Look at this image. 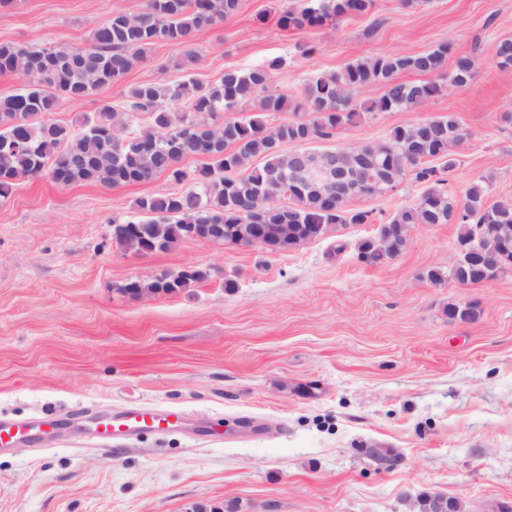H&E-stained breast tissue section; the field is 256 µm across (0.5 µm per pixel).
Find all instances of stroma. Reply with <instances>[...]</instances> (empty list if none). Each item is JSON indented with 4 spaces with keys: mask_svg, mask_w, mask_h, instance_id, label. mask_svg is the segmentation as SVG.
<instances>
[{
    "mask_svg": "<svg viewBox=\"0 0 512 512\" xmlns=\"http://www.w3.org/2000/svg\"><path fill=\"white\" fill-rule=\"evenodd\" d=\"M295 0H241L237 14L200 31L194 80L283 59L267 86L291 93L363 57L449 46L475 77L408 111L362 115L326 140L348 148L397 126L454 115L468 132L453 185L491 179L490 201L512 199V0H374L371 13L307 30L284 29ZM143 0H10L0 42L82 44L113 11ZM314 46L302 56L303 46ZM181 45L156 44L117 84L60 106L78 125L125 91L180 80ZM167 176L110 188L18 182L0 204V421L51 415L58 428L19 451L0 450V512H187L238 501L240 512H411L419 494L458 499L463 512L512 508V270L471 287L430 283L455 260L454 224H418L384 264L356 258L359 241L412 204L404 179L351 200L365 224L272 254L207 241L136 254L111 220L139 219V198L174 191ZM187 266L205 280L172 295L133 298ZM234 287H225V279ZM474 304L477 321L449 320ZM141 407L181 410L168 432L103 440L94 417ZM383 453L370 457V449Z\"/></svg>",
    "mask_w": 512,
    "mask_h": 512,
    "instance_id": "stroma-1",
    "label": "stroma"
}]
</instances>
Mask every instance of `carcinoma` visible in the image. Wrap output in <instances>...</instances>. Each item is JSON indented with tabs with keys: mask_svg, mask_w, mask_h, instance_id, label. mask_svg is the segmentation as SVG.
Masks as SVG:
<instances>
[{
	"mask_svg": "<svg viewBox=\"0 0 512 512\" xmlns=\"http://www.w3.org/2000/svg\"><path fill=\"white\" fill-rule=\"evenodd\" d=\"M373 6L374 0H299L281 11L279 22L297 30L337 25L368 15ZM239 7L240 0H145L137 12L114 11L84 47L0 43V73L25 79L18 92L0 97V203L9 199L18 181L44 173L61 185L90 181L111 187L164 174L180 189L140 198L138 220L112 218V238L138 251H164L185 243L197 224L211 229L209 239L226 244L251 233L250 224H284L265 247L269 253H282L296 248L304 232L311 239L319 237L325 224L368 223V212L325 202L317 183L294 174L290 152L332 137L363 111H408L440 94L442 85L434 76L448 59L444 43L415 54L359 59L339 72L309 79L295 96L258 97L271 71L282 64L274 59L248 70L226 69L208 85L192 79L137 84L125 93L121 109L104 103L94 119L78 127L48 118L62 103L82 101L121 80L158 43L181 45L177 67L192 74L199 60L195 34L233 16ZM405 71L424 79L397 80ZM473 78L472 60L458 58L452 79L465 86ZM371 83L381 85L384 93L366 107L357 102L355 92ZM253 102L251 115H235L238 106ZM287 107L301 116L272 127L265 123V115ZM467 136L454 116H438L397 126L383 142L341 150L345 164L365 179L376 178L374 187L381 193L409 174L424 185L413 204L380 227L389 238L385 257L377 255L369 238L359 242L357 260L367 258L378 265L400 255L416 224H456V245L479 240L486 251L497 249L495 225H512V200L488 203L486 178L459 195L445 177L456 166L454 148ZM188 156H204L209 163L190 173L182 165ZM434 160L441 167L427 165ZM283 197L292 204H282ZM426 277L442 285L457 273L434 267ZM205 278L201 270L195 275L172 271L149 283L132 280L126 287L172 294ZM476 315L470 304L448 306L450 320L473 321ZM417 506L419 512H448V497L423 494Z\"/></svg>",
	"mask_w": 512,
	"mask_h": 512,
	"instance_id": "1",
	"label": "carcinoma"
}]
</instances>
